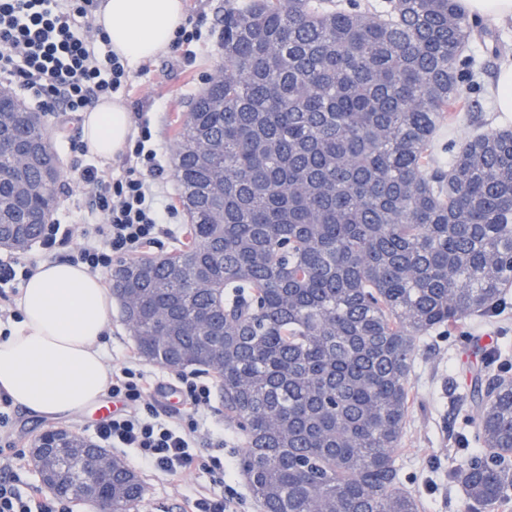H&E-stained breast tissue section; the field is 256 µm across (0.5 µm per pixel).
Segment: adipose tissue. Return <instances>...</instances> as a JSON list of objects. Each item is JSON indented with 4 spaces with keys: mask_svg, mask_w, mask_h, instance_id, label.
I'll list each match as a JSON object with an SVG mask.
<instances>
[{
    "mask_svg": "<svg viewBox=\"0 0 512 512\" xmlns=\"http://www.w3.org/2000/svg\"><path fill=\"white\" fill-rule=\"evenodd\" d=\"M185 20L183 0H103L95 25L129 68L170 47ZM83 141L103 161L132 148L120 98L85 113ZM21 314L0 339V391L35 414L69 418L107 395L112 369L101 343L112 299L98 275L67 262L39 263L17 300Z\"/></svg>",
    "mask_w": 512,
    "mask_h": 512,
    "instance_id": "obj_1",
    "label": "adipose tissue"
}]
</instances>
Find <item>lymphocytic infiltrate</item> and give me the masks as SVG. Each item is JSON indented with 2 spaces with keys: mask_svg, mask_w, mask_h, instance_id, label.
I'll return each mask as SVG.
<instances>
[{
  "mask_svg": "<svg viewBox=\"0 0 512 512\" xmlns=\"http://www.w3.org/2000/svg\"><path fill=\"white\" fill-rule=\"evenodd\" d=\"M93 2L0 0V80L9 81L37 110L59 109L78 119L127 87L124 60L108 43L86 35ZM151 140L148 122H141L133 157L116 177L90 160L74 165L76 178L90 191L92 221L84 232L87 242L72 255V264L109 274L113 256L138 255L162 233L164 218L152 182L163 178L165 167ZM145 383L144 372L133 366L113 370L109 394L123 407L97 425L98 440L107 448L135 449L145 465L180 480L197 467H207L214 492L189 500L190 512H229L238 491L224 481L223 460L216 455L204 464L195 452L197 417L211 403L210 384L198 381L196 373L180 374L181 406L162 412L156 405H143ZM19 480L11 466H0V512H68L57 496H23Z\"/></svg>",
  "mask_w": 512,
  "mask_h": 512,
  "instance_id": "f902f5d3",
  "label": "lymphocytic infiltrate"
}]
</instances>
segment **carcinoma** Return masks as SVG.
Masks as SVG:
<instances>
[{
	"instance_id": "cac0c4a2",
	"label": "carcinoma",
	"mask_w": 512,
	"mask_h": 512,
	"mask_svg": "<svg viewBox=\"0 0 512 512\" xmlns=\"http://www.w3.org/2000/svg\"><path fill=\"white\" fill-rule=\"evenodd\" d=\"M478 24L457 0H250L224 11V74L194 97L175 176L189 218L172 255L118 261L112 297L142 356L214 372L261 512H419L395 452L416 342L498 312L512 293V129L435 164L473 119L460 66ZM0 89V126L47 139ZM57 154L0 153V236L25 250L57 205ZM479 449L454 465L470 512L512 502V375L475 380ZM64 495L112 512L145 493L123 461L100 480L52 460Z\"/></svg>"
}]
</instances>
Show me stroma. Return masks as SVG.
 I'll return each instance as SVG.
<instances>
[{"label":"stroma","mask_w":512,"mask_h":512,"mask_svg":"<svg viewBox=\"0 0 512 512\" xmlns=\"http://www.w3.org/2000/svg\"><path fill=\"white\" fill-rule=\"evenodd\" d=\"M247 0H185V15L199 21L201 40L191 45L192 62L182 52H166L147 63V72L131 70L130 85L120 96L130 114L144 113L150 118L153 143L166 168H173L175 128L185 116L188 105L201 91L224 59V11L246 4ZM476 61V76L463 87L467 97L479 100L481 116L477 123L460 119L450 130L440 131L435 139L434 155L439 164H448L452 144L467 140L475 128H497V114L490 95L499 63L512 57V21L496 22L490 34L475 40L470 49ZM59 121L46 115V132L60 160L61 176L56 190L58 204L54 219L73 231L70 241L60 247L56 260L83 244L84 225L80 212L87 207L89 189L75 180L72 167L79 159L82 142L80 123L59 131ZM495 348L512 363V306L502 314L462 327L437 332L418 344L415 366L409 377L414 405L409 413L402 448L396 466L407 491L419 502V512H465L461 488L448 478V468L458 458L457 441L461 434H472L475 409L468 399L474 378L487 372L486 352ZM8 431L18 448L30 450L34 440L45 431L65 428L90 438L97 425L92 411L61 419L36 416L20 407H12ZM223 442L225 456L239 459L245 436L224 419V401L214 397L209 410L199 420L196 452L200 459L215 454V442ZM127 466L139 474L145 495L137 512H183L187 494H206L212 477L197 469L190 484L141 464L132 449L121 454Z\"/></svg>","instance_id":"obj_1"}]
</instances>
